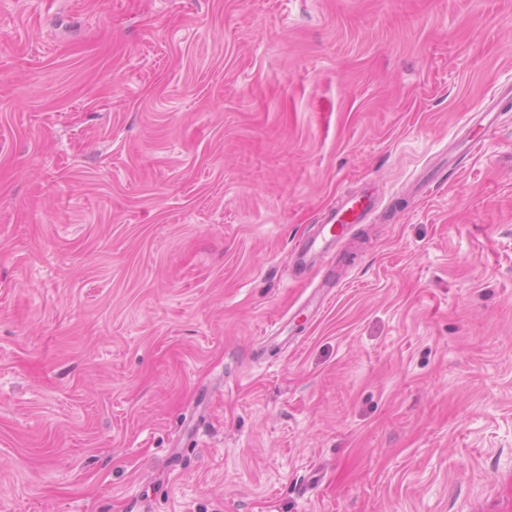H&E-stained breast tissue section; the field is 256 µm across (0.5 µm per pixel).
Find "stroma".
<instances>
[{"label": "stroma", "mask_w": 512, "mask_h": 512, "mask_svg": "<svg viewBox=\"0 0 512 512\" xmlns=\"http://www.w3.org/2000/svg\"><path fill=\"white\" fill-rule=\"evenodd\" d=\"M511 85L512 0H0V512H512ZM490 106L491 105L488 104L485 109L472 112L468 121L470 126L468 128L467 137L465 140L456 144L458 152L450 160L457 161L461 155L474 154L484 140L481 136H477L476 132L472 133L475 128L482 130L484 133H488L494 129L495 112H493V108ZM381 204L380 186L371 180L364 181L357 193L336 199V204L326 214L316 236L302 238L295 243L292 257L297 267L327 268L309 306L321 308L325 300L335 293V288L340 287L336 267L333 264L329 267L328 258L334 248L349 236L355 225L368 224L380 212Z\"/></svg>", "instance_id": "stroma-1"}]
</instances>
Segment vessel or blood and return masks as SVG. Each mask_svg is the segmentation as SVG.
Instances as JSON below:
<instances>
[{"label":"vessel or blood","instance_id":"1","mask_svg":"<svg viewBox=\"0 0 512 512\" xmlns=\"http://www.w3.org/2000/svg\"><path fill=\"white\" fill-rule=\"evenodd\" d=\"M469 124L471 133L457 145V150L462 155L473 154L482 142V133L493 130L495 114L492 107L472 113ZM381 204L380 186L370 180L364 181L357 193L337 198L316 236L302 238L295 243L292 257L297 267H321L325 270L318 291L310 299L314 308H321L340 285L335 267L328 264L335 247L349 236L355 225L368 223L378 214Z\"/></svg>","mask_w":512,"mask_h":512}]
</instances>
